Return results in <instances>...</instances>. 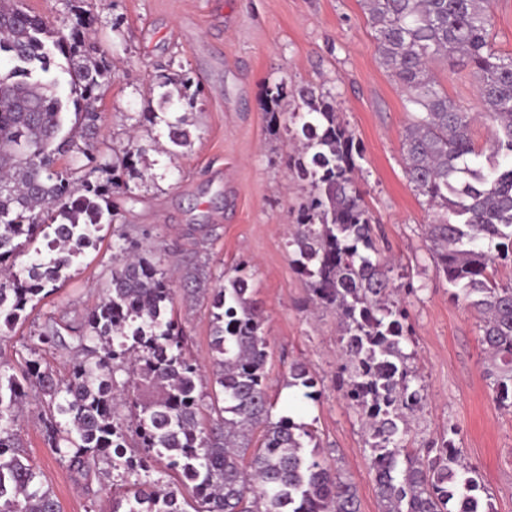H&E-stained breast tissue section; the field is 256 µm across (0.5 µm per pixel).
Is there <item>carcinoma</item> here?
Listing matches in <instances>:
<instances>
[{
  "instance_id": "1",
  "label": "carcinoma",
  "mask_w": 512,
  "mask_h": 512,
  "mask_svg": "<svg viewBox=\"0 0 512 512\" xmlns=\"http://www.w3.org/2000/svg\"><path fill=\"white\" fill-rule=\"evenodd\" d=\"M364 5L380 64L409 91L405 176L436 212L424 229L436 271L453 297L476 311L493 399L511 409L512 283L497 282L495 271L512 261V54L498 53L490 41L492 0ZM83 27L80 17L66 36L23 0H0V54L12 64L0 74V319L9 329L100 240L103 224L114 220L112 197L132 196L122 173L142 149L132 137L112 153L100 136L96 90L112 70L83 49ZM57 54L68 62V79L34 78L49 72ZM438 60L471 69L481 112L448 96L432 72ZM161 87V110L176 97H195L178 73ZM300 99L306 111L292 113L300 129L290 139L298 143L299 174L317 195L288 246L295 269L311 280L315 305L336 312L348 374L341 389L365 426L380 512H493L480 503L479 482L453 440L435 450L407 447L408 418L424 394L412 385L414 354L404 352L406 313L393 299V266L372 257V218L356 183L352 134L323 97L307 90ZM71 110L76 121L67 129ZM479 118L490 132L486 156L473 139ZM189 144L184 119L167 123L163 153L176 156ZM481 156L485 161H477ZM98 171L109 178H94ZM39 235L46 252L15 268ZM112 251L106 296L73 336L86 359L68 377L42 366L34 351L21 380L0 362V512H59L14 443L27 383L45 398L48 441L87 480L101 474L100 463L121 459L130 474L155 464L180 472L195 512H361L356 489L324 454L317 430L289 416L273 419L266 317L245 268L211 290L217 390L204 422L200 367L187 355L178 321L167 316L173 293L162 268L165 249H153L146 234L122 232ZM119 372L127 374L121 386ZM286 386L320 401L318 378L302 362L290 365ZM111 512L186 510L175 491L137 479L112 497Z\"/></svg>"
}]
</instances>
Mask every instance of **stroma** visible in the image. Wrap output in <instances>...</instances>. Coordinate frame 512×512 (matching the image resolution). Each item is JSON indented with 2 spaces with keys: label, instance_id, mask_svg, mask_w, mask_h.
I'll return each mask as SVG.
<instances>
[{
  "label": "stroma",
  "instance_id": "35a3bbf8",
  "mask_svg": "<svg viewBox=\"0 0 512 512\" xmlns=\"http://www.w3.org/2000/svg\"><path fill=\"white\" fill-rule=\"evenodd\" d=\"M51 28L70 33L77 15L90 18L87 50L106 60L113 75L99 91L96 110L108 143L126 144L136 131L144 152L126 181L132 198L114 197L116 222L153 242L183 264L207 266L209 287L247 265L267 318L266 364L273 416L315 423L325 454L356 487L362 512H379L371 451L357 413L336 386L343 358L336 314L315 308L308 279L290 262L287 232L311 198L292 160L283 125L300 93L328 96L355 142L363 201L375 219L379 257L399 259L394 278L407 312L418 385L426 399L412 417L410 442L421 448L451 435L474 468L495 512H512V408L499 407L484 370L479 320L465 302L451 301L448 283L430 258L422 227L433 211L409 185L400 152L411 119L407 90L377 60L375 29L361 0H24ZM434 70L450 97L480 111L470 69L438 62ZM182 73L199 95L175 105L168 119L184 118L190 143L168 158L158 145L164 125L141 114L157 99L164 76ZM279 102H272L273 93ZM96 247L67 271L64 285L36 301L24 321L0 339V356L22 374L31 353L68 376L83 353L72 336L104 296L112 268V226ZM173 314L198 363L211 358L207 292L192 294L182 278L171 282ZM54 319L64 342L44 345L38 334ZM318 377L319 403L285 387L292 362ZM16 430L22 457L57 498L61 512H105L114 484L107 470L85 484L47 442L42 395L27 386Z\"/></svg>",
  "mask_w": 512,
  "mask_h": 512
}]
</instances>
